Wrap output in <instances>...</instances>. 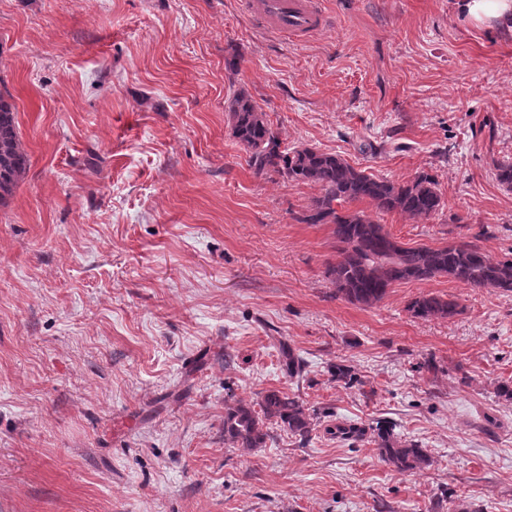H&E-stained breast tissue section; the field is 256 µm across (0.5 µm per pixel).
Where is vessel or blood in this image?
I'll list each match as a JSON object with an SVG mask.
<instances>
[{
    "label": "vessel or blood",
    "mask_w": 512,
    "mask_h": 512,
    "mask_svg": "<svg viewBox=\"0 0 512 512\" xmlns=\"http://www.w3.org/2000/svg\"><path fill=\"white\" fill-rule=\"evenodd\" d=\"M252 8L265 32L279 36L305 38L327 23L320 0H253Z\"/></svg>",
    "instance_id": "vessel-or-blood-1"
}]
</instances>
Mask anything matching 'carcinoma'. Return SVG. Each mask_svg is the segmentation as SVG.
<instances>
[{
	"mask_svg": "<svg viewBox=\"0 0 512 512\" xmlns=\"http://www.w3.org/2000/svg\"><path fill=\"white\" fill-rule=\"evenodd\" d=\"M225 112L232 134L246 148L248 165L256 175L319 186L320 195L297 220L332 226L337 259L329 265L327 275L336 293L348 301L372 306L396 283L439 276L473 288L512 292V258L494 260L464 241L439 248L404 247L370 215L346 208L366 202L379 212L429 217L441 207L431 175L396 183L358 170L335 154L310 147L284 148L261 107L243 90L233 94ZM27 164L14 106L0 96V200L12 194ZM410 311L424 319L448 318L458 313V304L425 295L410 304ZM258 406L256 410L239 400L225 402L224 441L230 447L243 451L264 447L273 425L293 436L309 435L311 418L297 398L268 390ZM373 433L380 457L396 469L421 470L431 465L425 450L399 437L393 427L379 423Z\"/></svg>",
	"mask_w": 512,
	"mask_h": 512,
	"instance_id": "carcinoma-1",
	"label": "carcinoma"
}]
</instances>
